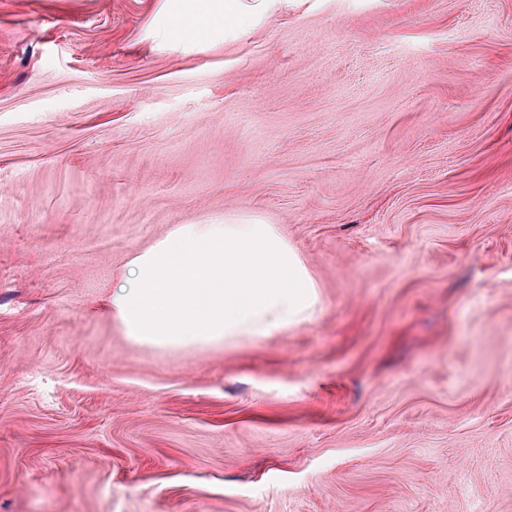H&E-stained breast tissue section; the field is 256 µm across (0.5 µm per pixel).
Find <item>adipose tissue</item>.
<instances>
[{"mask_svg":"<svg viewBox=\"0 0 512 512\" xmlns=\"http://www.w3.org/2000/svg\"><path fill=\"white\" fill-rule=\"evenodd\" d=\"M289 0H169L163 26L167 38L213 43L244 37Z\"/></svg>","mask_w":512,"mask_h":512,"instance_id":"obj_1","label":"adipose tissue"}]
</instances>
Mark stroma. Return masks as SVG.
<instances>
[{"mask_svg": "<svg viewBox=\"0 0 512 512\" xmlns=\"http://www.w3.org/2000/svg\"><path fill=\"white\" fill-rule=\"evenodd\" d=\"M0 0V512H512V0ZM275 224L309 322L104 308L181 224ZM163 26L167 38L201 43L244 37L290 0H168Z\"/></svg>", "mask_w": 512, "mask_h": 512, "instance_id": "1", "label": "stroma"}]
</instances>
